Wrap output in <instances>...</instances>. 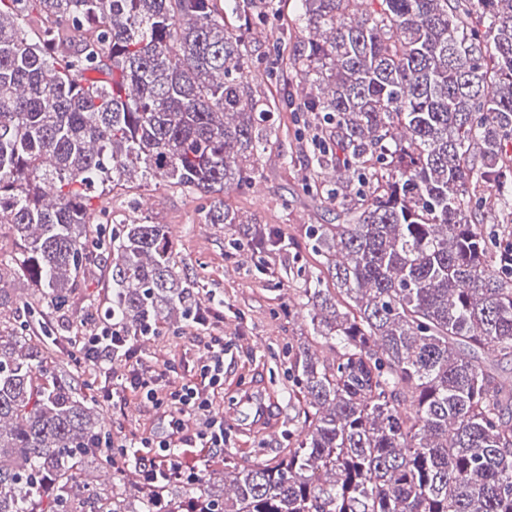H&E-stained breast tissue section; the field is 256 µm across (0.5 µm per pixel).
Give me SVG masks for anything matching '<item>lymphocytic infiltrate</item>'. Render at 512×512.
<instances>
[{"label": "lymphocytic infiltrate", "mask_w": 512, "mask_h": 512, "mask_svg": "<svg viewBox=\"0 0 512 512\" xmlns=\"http://www.w3.org/2000/svg\"><path fill=\"white\" fill-rule=\"evenodd\" d=\"M204 352L189 377H181L176 360L161 362L141 356L126 329L114 320L81 322L71 337L70 357L76 367L108 372L110 383L102 397L108 405L135 396L164 421L161 433L118 429L99 437L100 447L111 449L115 463L134 458L150 481L198 476L224 455L228 433L216 409L224 394V355L230 341L224 334L220 307L189 314Z\"/></svg>", "instance_id": "f902f5d3"}]
</instances>
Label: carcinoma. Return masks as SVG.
Returning a JSON list of instances; mask_svg holds the SVG:
<instances>
[{
  "label": "carcinoma",
  "mask_w": 512,
  "mask_h": 512,
  "mask_svg": "<svg viewBox=\"0 0 512 512\" xmlns=\"http://www.w3.org/2000/svg\"><path fill=\"white\" fill-rule=\"evenodd\" d=\"M255 2L0 0V306L30 291L0 320V512H512V377L493 368L512 361V249L478 222L512 215V0H303L325 37L281 78L313 75L288 104L332 122L345 163L299 302L324 352L288 351L298 434L273 458L157 483L114 466L93 384L35 334L103 252L129 331L197 306L168 225L94 236L89 188L186 187L206 223H239L218 194L263 151L236 31Z\"/></svg>",
  "instance_id": "obj_1"
}]
</instances>
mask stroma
Here are the masks:
<instances>
[{"mask_svg": "<svg viewBox=\"0 0 512 512\" xmlns=\"http://www.w3.org/2000/svg\"><path fill=\"white\" fill-rule=\"evenodd\" d=\"M302 10V0H271L262 22L241 33L251 48L249 75L264 107L257 130L265 148L254 177L229 191L224 201L240 219L268 227L279 240L276 248L256 252L237 229L205 223L207 200L183 187L148 181L109 194L97 186L90 189L93 219L104 229L122 222L169 225L189 277L199 280V301L223 300L224 329L232 345L224 357V400L218 410H228L256 382L281 406V422L272 434L229 423L228 450L252 460L271 458L288 442L295 415L288 404V348L306 339L321 344L310 336L309 318L295 312L305 273L323 262L312 230L335 223L338 210L326 187L336 165L307 146L315 125L292 111L280 92L279 52L303 49L311 37L297 20ZM111 290L112 260L104 256L78 278L64 308L46 314L57 362L69 360L66 338L75 322L108 314ZM142 349L182 356L188 368L198 357L196 339L181 330L160 329ZM104 418L129 431L163 429L161 414L134 399L125 408L105 409Z\"/></svg>", "mask_w": 512, "mask_h": 512, "instance_id": "35a3bbf8", "label": "stroma"}]
</instances>
